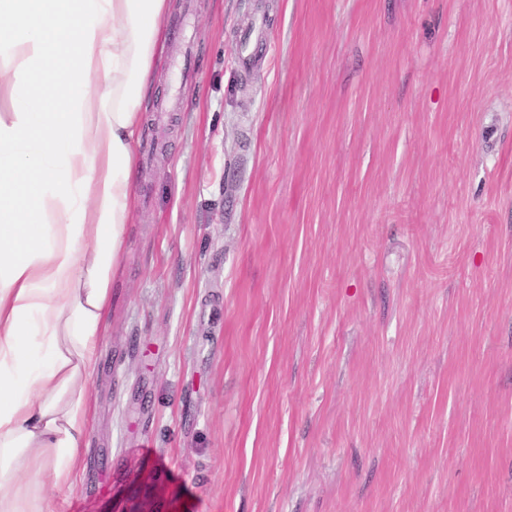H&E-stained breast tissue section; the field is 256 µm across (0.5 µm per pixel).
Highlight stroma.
Here are the masks:
<instances>
[{"label":"stroma","mask_w":512,"mask_h":512,"mask_svg":"<svg viewBox=\"0 0 512 512\" xmlns=\"http://www.w3.org/2000/svg\"><path fill=\"white\" fill-rule=\"evenodd\" d=\"M101 352L58 512H512V0H172Z\"/></svg>","instance_id":"obj_1"}]
</instances>
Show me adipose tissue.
<instances>
[{
  "mask_svg": "<svg viewBox=\"0 0 512 512\" xmlns=\"http://www.w3.org/2000/svg\"><path fill=\"white\" fill-rule=\"evenodd\" d=\"M170 0H0V512H55L132 222Z\"/></svg>",
  "mask_w": 512,
  "mask_h": 512,
  "instance_id": "adipose-tissue-1",
  "label": "adipose tissue"
}]
</instances>
